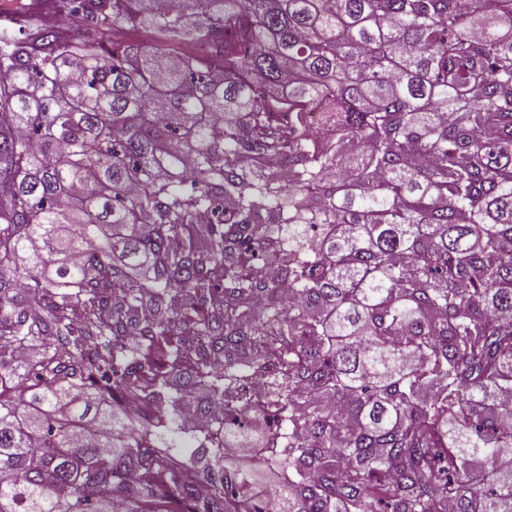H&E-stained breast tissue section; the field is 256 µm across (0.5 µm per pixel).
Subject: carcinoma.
<instances>
[{
	"label": "carcinoma",
	"mask_w": 512,
	"mask_h": 512,
	"mask_svg": "<svg viewBox=\"0 0 512 512\" xmlns=\"http://www.w3.org/2000/svg\"><path fill=\"white\" fill-rule=\"evenodd\" d=\"M77 13L160 41L0 35V512H512V0ZM122 35L119 36L117 32L114 33L113 37L111 38L109 34L104 37V42L100 40L97 37L92 36L89 32L81 30V36L79 37V42L86 41L87 44H93L96 47L99 46V52H101L104 55H107L106 53V47H109V42H112V40L116 43H121L124 45H132L133 43H137L139 47H144L152 44L156 38V32L150 29H145L140 26L130 27V26H124L122 29ZM98 42H101L100 45H98ZM132 48L136 49L137 46L132 45Z\"/></svg>",
	"instance_id": "obj_1"
}]
</instances>
